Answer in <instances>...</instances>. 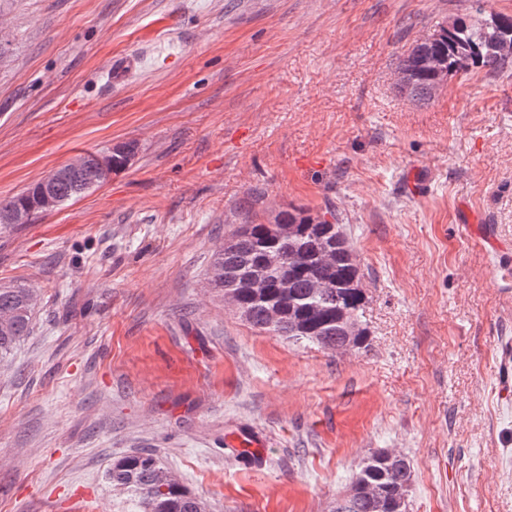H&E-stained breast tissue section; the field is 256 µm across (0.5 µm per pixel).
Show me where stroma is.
<instances>
[{"instance_id": "stroma-1", "label": "stroma", "mask_w": 512, "mask_h": 512, "mask_svg": "<svg viewBox=\"0 0 512 512\" xmlns=\"http://www.w3.org/2000/svg\"><path fill=\"white\" fill-rule=\"evenodd\" d=\"M470 6L0 0V199L137 148L0 234V284L37 295L0 360V512H121L105 474L137 450L208 512H327L379 450L413 464L408 512H512V73L397 89L402 54ZM329 204L360 351L253 329L208 279L238 224ZM86 168H98L101 171L102 182H106L110 176L107 168V154L93 153L77 157L66 168L59 167L41 179L43 186L42 207L46 212L53 211L56 207L82 196L93 188L101 186L98 174ZM82 170L84 171L74 179L59 180L65 175H74ZM53 186L59 203H57V199L54 196Z\"/></svg>"}]
</instances>
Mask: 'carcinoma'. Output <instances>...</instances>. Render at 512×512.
I'll list each match as a JSON object with an SVG mask.
<instances>
[{
  "instance_id": "carcinoma-1",
  "label": "carcinoma",
  "mask_w": 512,
  "mask_h": 512,
  "mask_svg": "<svg viewBox=\"0 0 512 512\" xmlns=\"http://www.w3.org/2000/svg\"><path fill=\"white\" fill-rule=\"evenodd\" d=\"M484 0H473L471 11L456 17L439 37L415 43L403 54L398 91L413 101H428L445 76L483 71H512V16L500 14L499 27L486 24ZM98 174L86 169L54 186L59 204L100 186ZM40 183L0 201V212L39 209ZM266 271L259 288L245 284L247 275ZM209 280L224 292L233 286V300L244 321L259 331L296 344L323 350L360 349L367 340L363 324L365 297L359 268L331 209L316 214L301 207L280 210L267 223L246 221L234 229L215 252ZM288 287H283V282ZM37 297L23 285H0V355L11 353L30 336ZM357 324L358 335L346 345L342 318ZM112 490L125 496L126 512H207L206 502L188 491L153 454L132 453L112 462L106 473ZM412 464L402 454H372L350 477L358 486L330 512H386L395 491L411 486Z\"/></svg>"
}]
</instances>
